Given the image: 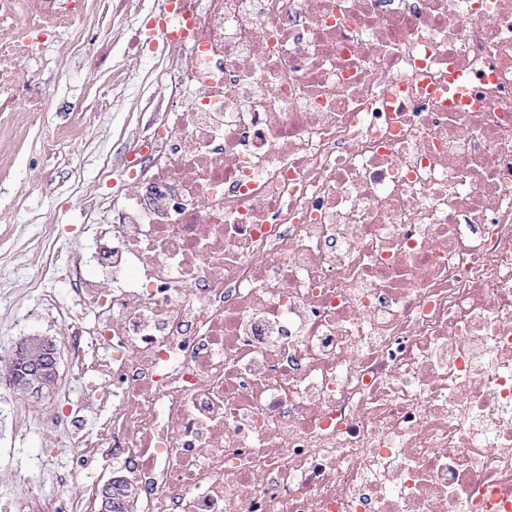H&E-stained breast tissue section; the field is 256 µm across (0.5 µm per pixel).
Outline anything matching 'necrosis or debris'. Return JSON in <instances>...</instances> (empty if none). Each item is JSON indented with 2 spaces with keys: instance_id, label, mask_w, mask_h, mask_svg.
<instances>
[{
  "instance_id": "obj_1",
  "label": "necrosis or debris",
  "mask_w": 512,
  "mask_h": 512,
  "mask_svg": "<svg viewBox=\"0 0 512 512\" xmlns=\"http://www.w3.org/2000/svg\"><path fill=\"white\" fill-rule=\"evenodd\" d=\"M181 8L153 46L178 104L102 167L93 252L44 230L60 489L14 512H97L111 469L135 512H506L512 0ZM78 18L0 0V112L15 54Z\"/></svg>"
}]
</instances>
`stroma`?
Instances as JSON below:
<instances>
[{"instance_id":"1","label":"stroma","mask_w":512,"mask_h":512,"mask_svg":"<svg viewBox=\"0 0 512 512\" xmlns=\"http://www.w3.org/2000/svg\"><path fill=\"white\" fill-rule=\"evenodd\" d=\"M114 0H95V17L77 29L51 34L47 43L14 62L17 73L15 105L32 110L24 136L0 156V289L8 291L0 303V361L7 360L22 337L40 333L56 336L59 324L35 319L37 300L33 280L47 252L42 228L52 225L60 244L73 253L89 252L92 241L84 222L86 188L97 182L103 163L118 164L123 152L159 111L174 108L176 98L158 81L165 60L149 51L131 50L132 30L148 21L156 4L139 0L138 12L127 20L112 18ZM97 48L100 71L113 59H123L130 75L125 91L94 95L93 76L77 40ZM38 72L50 90L46 109H38L37 86L28 84ZM41 84V85H42ZM96 111V123L80 136L70 131L77 121L76 100ZM58 137L59 148L47 154L43 143ZM56 444L53 433L36 426L0 430V512H9L17 473L31 471L34 456Z\"/></svg>"}]
</instances>
